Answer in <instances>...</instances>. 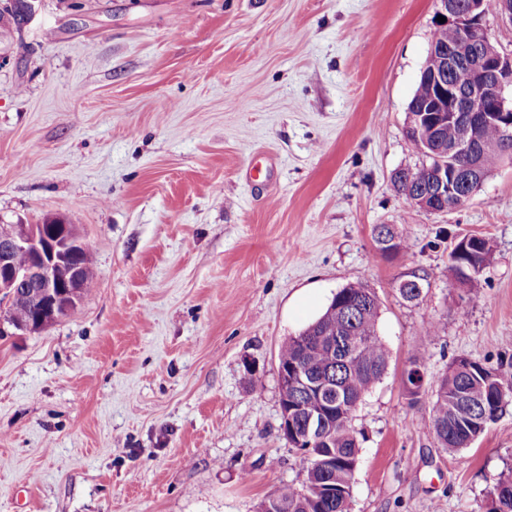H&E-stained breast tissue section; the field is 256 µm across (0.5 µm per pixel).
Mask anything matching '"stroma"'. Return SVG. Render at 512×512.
<instances>
[{
    "mask_svg": "<svg viewBox=\"0 0 512 512\" xmlns=\"http://www.w3.org/2000/svg\"><path fill=\"white\" fill-rule=\"evenodd\" d=\"M13 2L0 222L75 225L96 275L51 327L0 339V512H256L301 486L279 349L354 282L389 360L354 420L351 512H487L512 404L449 453L432 395L402 384L421 352L431 377L512 367V160L447 213L393 186L422 161L404 130L436 0H37L22 23ZM377 224L407 249L382 254ZM469 234L493 245L472 290L448 259Z\"/></svg>",
    "mask_w": 512,
    "mask_h": 512,
    "instance_id": "obj_1",
    "label": "stroma"
}]
</instances>
